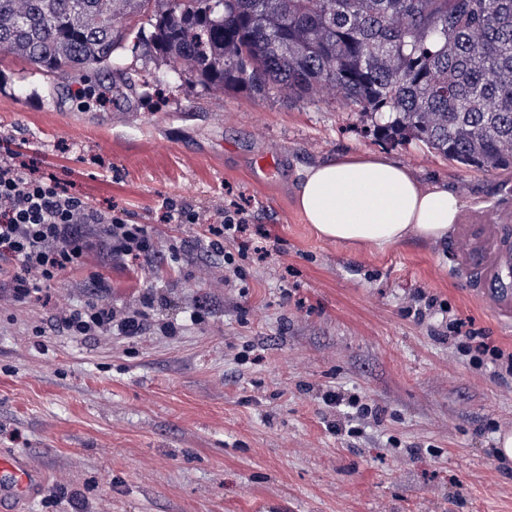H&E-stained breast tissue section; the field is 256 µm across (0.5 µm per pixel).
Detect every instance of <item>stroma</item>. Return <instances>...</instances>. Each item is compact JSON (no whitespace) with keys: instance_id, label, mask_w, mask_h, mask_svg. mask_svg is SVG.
I'll return each instance as SVG.
<instances>
[{"instance_id":"obj_1","label":"stroma","mask_w":512,"mask_h":512,"mask_svg":"<svg viewBox=\"0 0 512 512\" xmlns=\"http://www.w3.org/2000/svg\"><path fill=\"white\" fill-rule=\"evenodd\" d=\"M121 57L119 93L85 107L77 84L0 52V147L150 225L161 248L141 336L55 327L99 275L135 305L136 265L100 253L46 300L0 305V455L43 475L17 512H512V461L496 454L512 377L470 365L449 328L512 351V294L492 286L512 245V171L384 140L337 99L220 92L171 81L147 47ZM367 151L458 195L447 240L353 247L307 224L304 168ZM168 198L198 223H160ZM232 203L250 232L225 243L230 267L202 233ZM329 391L377 418L326 405Z\"/></svg>"}]
</instances>
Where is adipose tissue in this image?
<instances>
[{"label": "adipose tissue", "mask_w": 512, "mask_h": 512, "mask_svg": "<svg viewBox=\"0 0 512 512\" xmlns=\"http://www.w3.org/2000/svg\"><path fill=\"white\" fill-rule=\"evenodd\" d=\"M323 237L382 249L414 238L435 243L458 219V196L422 184L381 153L349 154L305 169L295 193Z\"/></svg>", "instance_id": "ef3b65f1"}]
</instances>
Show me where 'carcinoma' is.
Listing matches in <instances>:
<instances>
[{
  "instance_id": "obj_1",
  "label": "carcinoma",
  "mask_w": 512,
  "mask_h": 512,
  "mask_svg": "<svg viewBox=\"0 0 512 512\" xmlns=\"http://www.w3.org/2000/svg\"><path fill=\"white\" fill-rule=\"evenodd\" d=\"M151 28L175 79L376 115L461 168L512 171V0H0V51L63 80Z\"/></svg>"
}]
</instances>
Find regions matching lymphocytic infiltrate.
<instances>
[{
	"instance_id": "obj_1",
	"label": "lymphocytic infiltrate",
	"mask_w": 512,
	"mask_h": 512,
	"mask_svg": "<svg viewBox=\"0 0 512 512\" xmlns=\"http://www.w3.org/2000/svg\"><path fill=\"white\" fill-rule=\"evenodd\" d=\"M247 219L242 210L224 212V220L208 227L209 251L232 264L224 244L242 238ZM107 249L113 260L138 261L142 280L153 272L158 252L147 225L132 224L108 214L85 198L67 193L51 176H37L11 152L0 153V299L24 303L53 288L61 276L84 262L89 253ZM93 300L59 311L57 325L71 336H98L105 332L141 335L153 306V290L144 291L138 306L113 302L108 284L96 278ZM464 355L474 367L492 363L512 375V352L502 350L483 331L470 329L460 338Z\"/></svg>"
}]
</instances>
